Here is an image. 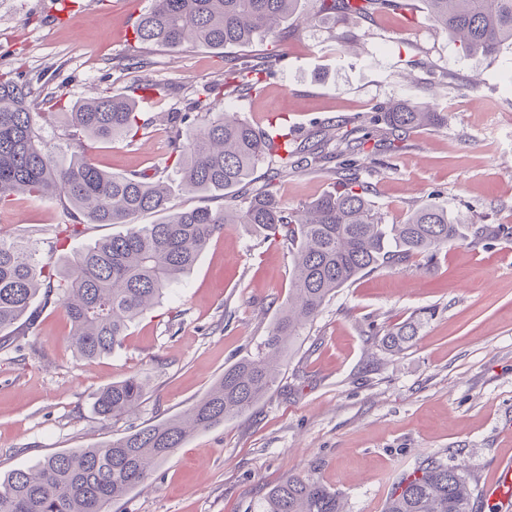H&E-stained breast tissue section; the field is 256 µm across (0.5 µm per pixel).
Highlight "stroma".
<instances>
[{
    "instance_id": "obj_1",
    "label": "stroma",
    "mask_w": 512,
    "mask_h": 512,
    "mask_svg": "<svg viewBox=\"0 0 512 512\" xmlns=\"http://www.w3.org/2000/svg\"><path fill=\"white\" fill-rule=\"evenodd\" d=\"M150 5L76 0L62 12L55 0H0V73L19 66L67 84L65 104H38L59 161L70 157L58 136L66 103L149 81L163 91L139 104L151 120L146 134L92 142L91 157L112 174L175 178L165 114L223 82L226 59L267 50L280 59L263 91H239L230 111L262 129L287 124L301 140L314 126L346 124L377 146L352 174L385 223L433 202L494 233L459 241L431 265L415 257L341 289L283 351L282 373L256 406L189 437L112 512H255L291 474L339 493L348 512H384L392 488L428 457L458 469L484 512H512V477L497 469L512 455V46L494 58L465 55L416 0L410 11L290 22L280 42L260 36L249 48L139 47L132 25ZM399 103L432 106L448 120L389 147L379 116ZM344 161H303L277 179L264 161L246 189L273 184L301 208L336 189ZM65 220L58 199L20 193L0 207V239L43 256ZM291 272L280 241L233 224L110 354L79 357L63 309L43 310L0 350V474L185 411L225 368L257 354ZM423 308L435 315L417 342L400 355L385 351L378 332ZM132 376L145 385L135 413L100 418L99 392Z\"/></svg>"
}]
</instances>
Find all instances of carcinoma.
<instances>
[{"instance_id":"cac0c4a2","label":"carcinoma","mask_w":512,"mask_h":512,"mask_svg":"<svg viewBox=\"0 0 512 512\" xmlns=\"http://www.w3.org/2000/svg\"><path fill=\"white\" fill-rule=\"evenodd\" d=\"M132 31L135 42L175 48L185 43L226 49L251 44L262 34H277L293 19L308 23L317 15L366 18L385 9L412 8L407 0H310L312 11L298 13L301 0H153ZM430 18L469 55L492 57L512 45V0H423ZM270 72L261 55L228 62L224 83L195 91L185 112H170L171 154L179 184L191 192H223L231 203L212 210H170V186L156 171L114 175L92 160L87 140L133 139L146 130L138 103L129 95L99 94L81 100L67 113L61 130L71 157L56 161L44 137L34 98H63L54 88L16 72L0 75V205L17 193L57 196L69 224L55 227L49 250L84 233L93 224H124L125 233L100 239L59 269L52 259L0 239V332L20 320L31 325L50 305L64 309L72 327L71 347L81 356L112 353L129 325L179 283L216 236L229 224H247L278 236L292 256L288 300L272 322L261 353L224 369L213 386L182 414L130 430L103 445L58 452L28 470L0 477V512H111L148 479L153 470L195 432L206 431L254 407L280 373L285 346L305 334L326 302L359 276L384 263L428 260L463 237L465 220L428 204L401 224H384L371 209L356 179L292 210L270 189L239 194L259 161L275 162L273 174L295 168L301 154L319 163L328 159L324 128L297 141L285 125L255 129L214 99L242 86L253 90ZM394 140L419 127L441 125L447 117L426 106L399 104L385 113ZM367 140L340 135L345 154L365 152ZM145 213L159 215L139 224ZM432 317L423 310L389 329L382 347L393 355L413 346ZM143 396L135 377L104 388L96 409L104 419L130 414ZM258 512H344L338 496L317 482L290 475L271 488ZM384 512H476L474 490L457 469L428 457L392 490Z\"/></svg>"}]
</instances>
